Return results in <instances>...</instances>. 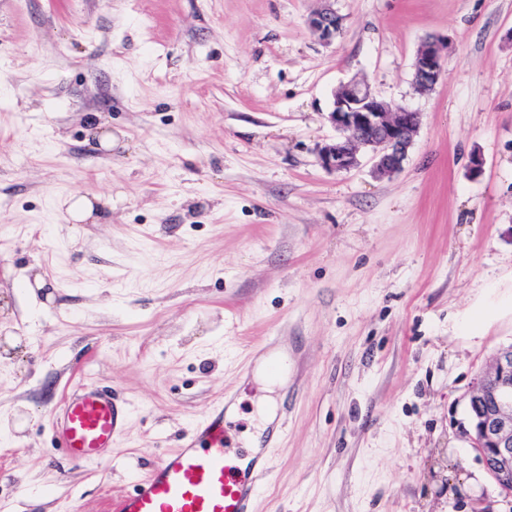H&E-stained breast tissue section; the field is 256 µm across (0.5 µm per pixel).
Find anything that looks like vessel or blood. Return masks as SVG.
Segmentation results:
<instances>
[{
  "mask_svg": "<svg viewBox=\"0 0 512 512\" xmlns=\"http://www.w3.org/2000/svg\"><path fill=\"white\" fill-rule=\"evenodd\" d=\"M228 402H218L190 436L166 450L131 491L108 501L106 512H253L261 481L270 470L271 444L280 434L271 425L261 447L235 453L225 441ZM131 405L114 390L87 383L49 413L52 432L76 464L105 461L126 430Z\"/></svg>",
  "mask_w": 512,
  "mask_h": 512,
  "instance_id": "1",
  "label": "vessel or blood"
}]
</instances>
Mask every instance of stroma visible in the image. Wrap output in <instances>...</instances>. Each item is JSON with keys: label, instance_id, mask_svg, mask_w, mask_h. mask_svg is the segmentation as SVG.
I'll use <instances>...</instances> for the list:
<instances>
[{"label": "stroma", "instance_id": "1", "mask_svg": "<svg viewBox=\"0 0 512 512\" xmlns=\"http://www.w3.org/2000/svg\"><path fill=\"white\" fill-rule=\"evenodd\" d=\"M321 6L0 0V512H103L226 392L232 447L284 422L253 512H512L466 435L512 342V0H331L328 45ZM354 79L420 114L397 174L319 163ZM85 382L132 404L101 465L53 447ZM342 17L329 6L313 13L307 21L308 27L325 44L332 42L342 30ZM447 42L443 37L424 39L413 62V85L417 92H431L441 79L447 61Z\"/></svg>", "mask_w": 512, "mask_h": 512}]
</instances>
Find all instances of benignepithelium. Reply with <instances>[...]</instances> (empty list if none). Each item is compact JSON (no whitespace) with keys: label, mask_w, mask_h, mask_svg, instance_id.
<instances>
[{"label":"benign epithelium","mask_w":512,"mask_h":512,"mask_svg":"<svg viewBox=\"0 0 512 512\" xmlns=\"http://www.w3.org/2000/svg\"><path fill=\"white\" fill-rule=\"evenodd\" d=\"M308 27L325 44L342 30V17L325 6L313 13ZM444 38L424 39L413 62V85L421 94L432 91L447 61ZM328 120L339 137L318 148L321 166L347 171L359 163L361 150L373 153L375 169L391 175L402 169L420 129L419 113L377 97L364 81L352 80L334 94ZM472 450L501 493L512 498V343L500 347L477 378L468 403Z\"/></svg>","instance_id":"7a95c632"}]
</instances>
